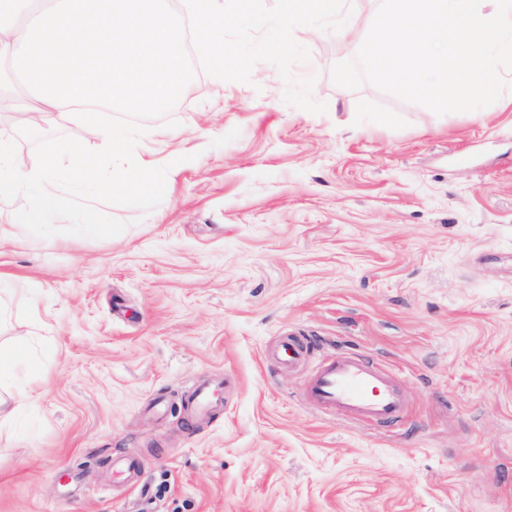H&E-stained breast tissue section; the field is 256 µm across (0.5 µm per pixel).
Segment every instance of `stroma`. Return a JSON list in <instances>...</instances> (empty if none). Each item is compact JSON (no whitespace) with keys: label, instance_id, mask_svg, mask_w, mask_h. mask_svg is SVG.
Returning a JSON list of instances; mask_svg holds the SVG:
<instances>
[{"label":"stroma","instance_id":"stroma-1","mask_svg":"<svg viewBox=\"0 0 512 512\" xmlns=\"http://www.w3.org/2000/svg\"><path fill=\"white\" fill-rule=\"evenodd\" d=\"M314 114L276 68L197 71L146 119L168 166L118 236L42 239L0 200V346L36 389L0 423V512H512V70L478 112L336 86L359 43L298 28ZM285 336L307 348L286 366ZM383 366L410 407L361 426L316 364ZM221 383L194 415L189 388ZM140 460L139 478L112 463Z\"/></svg>","mask_w":512,"mask_h":512}]
</instances>
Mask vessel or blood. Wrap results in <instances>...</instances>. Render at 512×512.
Masks as SVG:
<instances>
[{"instance_id": "obj_1", "label": "vessel or blood", "mask_w": 512, "mask_h": 512, "mask_svg": "<svg viewBox=\"0 0 512 512\" xmlns=\"http://www.w3.org/2000/svg\"><path fill=\"white\" fill-rule=\"evenodd\" d=\"M276 358L290 365L302 362L299 341L283 337ZM218 384L202 382L192 390L194 411L208 410L216 401ZM307 394L316 404L363 423H389L406 417V404L393 382L375 362L356 356L326 361L309 379Z\"/></svg>"}]
</instances>
